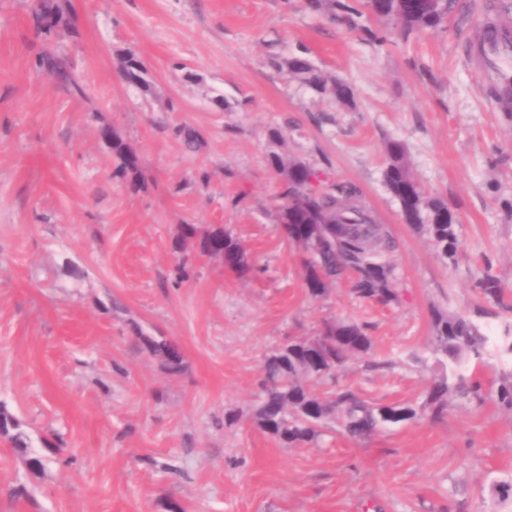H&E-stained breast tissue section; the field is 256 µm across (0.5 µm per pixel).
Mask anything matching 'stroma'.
I'll list each match as a JSON object with an SVG mask.
<instances>
[{
	"label": "stroma",
	"instance_id": "35a3bbf8",
	"mask_svg": "<svg viewBox=\"0 0 512 512\" xmlns=\"http://www.w3.org/2000/svg\"><path fill=\"white\" fill-rule=\"evenodd\" d=\"M34 3L0 0V403L43 467L0 443V512H496L512 480L500 357L477 371L481 398L451 396L442 418L357 443L326 429L284 448L254 412L265 356L324 321L367 323L372 339L339 386L416 407L441 377L435 311L477 316L492 336L512 322V110L494 108L466 55L512 0H457L444 28L382 43L384 21L308 0H59L70 25L47 38ZM46 50L83 96L36 67ZM123 56L144 63L145 84L123 78ZM292 56L352 100L321 96L285 67ZM103 125L136 154L137 182ZM178 126L198 132L196 151ZM394 140L456 218L454 261L400 218L383 177ZM275 153L361 190L395 241L399 302L361 301L347 278L308 296L279 232ZM187 224L224 227L249 272L178 247ZM487 272L505 307L480 300ZM158 335L177 343L179 371L143 347Z\"/></svg>",
	"mask_w": 512,
	"mask_h": 512
}]
</instances>
